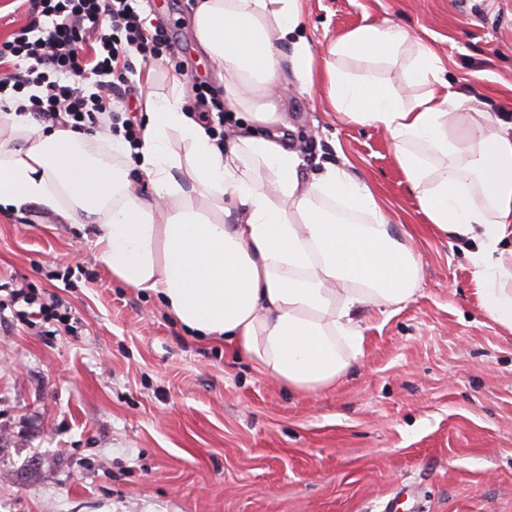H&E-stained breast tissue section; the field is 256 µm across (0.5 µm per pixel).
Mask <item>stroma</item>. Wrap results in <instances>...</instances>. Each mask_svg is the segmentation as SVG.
<instances>
[{
	"instance_id": "stroma-1",
	"label": "stroma",
	"mask_w": 512,
	"mask_h": 512,
	"mask_svg": "<svg viewBox=\"0 0 512 512\" xmlns=\"http://www.w3.org/2000/svg\"><path fill=\"white\" fill-rule=\"evenodd\" d=\"M195 2H133L177 50L175 64L136 65L137 124L176 71L224 94ZM387 21L512 120V0H303L316 51ZM285 109L305 177L350 161L411 234L418 290L390 318L356 312L363 355L296 394L113 278L90 230L35 205L1 214L0 512H512V333L480 307L476 242L428 224L388 135L344 119L325 88L288 90ZM20 287L66 319H19Z\"/></svg>"
}]
</instances>
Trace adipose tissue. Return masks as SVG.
<instances>
[{
    "label": "adipose tissue",
    "mask_w": 512,
    "mask_h": 512,
    "mask_svg": "<svg viewBox=\"0 0 512 512\" xmlns=\"http://www.w3.org/2000/svg\"><path fill=\"white\" fill-rule=\"evenodd\" d=\"M195 37L246 127L217 144L185 107L180 80L148 99L137 146L110 132L0 114V207L35 204L89 227L98 259L127 287L156 294L189 333L221 339L262 377L313 393L362 355L355 311L405 304L422 273L374 191L344 168L306 180L281 132L286 77L324 85L336 112L388 133L417 204L440 232L478 241L471 259L485 313L512 331V122L484 112L398 24H365L314 55L301 0H200ZM401 65L406 101L351 62ZM186 156L170 150L171 137ZM138 165L151 193L130 179ZM186 169L187 181L176 170ZM342 204L348 216L328 210Z\"/></svg>",
    "instance_id": "1"
}]
</instances>
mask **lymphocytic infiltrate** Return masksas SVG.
Returning a JSON list of instances; mask_svg holds the SVG:
<instances>
[{"instance_id":"lymphocytic-infiltrate-1","label":"lymphocytic infiltrate","mask_w":512,"mask_h":512,"mask_svg":"<svg viewBox=\"0 0 512 512\" xmlns=\"http://www.w3.org/2000/svg\"><path fill=\"white\" fill-rule=\"evenodd\" d=\"M34 6L45 18L39 34L23 27L0 42L1 61L22 63L17 73L0 77V104L18 102L49 128H120L136 143L140 131L124 117L135 93L131 58L149 64L173 55L167 30L147 25L132 0H34Z\"/></svg>"}]
</instances>
